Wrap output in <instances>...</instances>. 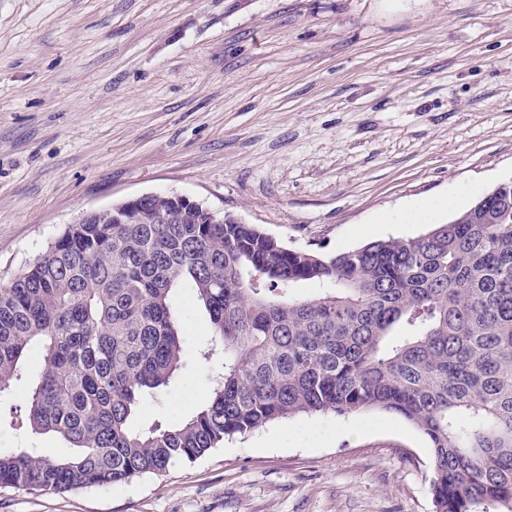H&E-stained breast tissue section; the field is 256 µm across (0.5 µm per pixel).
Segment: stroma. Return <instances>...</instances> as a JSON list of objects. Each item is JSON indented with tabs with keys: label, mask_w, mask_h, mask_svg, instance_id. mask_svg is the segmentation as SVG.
I'll use <instances>...</instances> for the list:
<instances>
[{
	"label": "stroma",
	"mask_w": 512,
	"mask_h": 512,
	"mask_svg": "<svg viewBox=\"0 0 512 512\" xmlns=\"http://www.w3.org/2000/svg\"><path fill=\"white\" fill-rule=\"evenodd\" d=\"M508 181L512 0H0V284L143 194L332 254ZM213 372L192 361L142 422L202 406ZM434 476L397 415L300 414L160 476L2 489L0 512H435Z\"/></svg>",
	"instance_id": "stroma-1"
}]
</instances>
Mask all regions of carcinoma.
Wrapping results in <instances>:
<instances>
[{"instance_id":"cac0c4a2","label":"carcinoma","mask_w":512,"mask_h":512,"mask_svg":"<svg viewBox=\"0 0 512 512\" xmlns=\"http://www.w3.org/2000/svg\"><path fill=\"white\" fill-rule=\"evenodd\" d=\"M164 198L67 225L0 285V393L28 384L8 426L72 448L0 452L1 489L161 475L277 419L378 408L427 439L436 512H512V181L421 236L335 254L200 211L165 220ZM305 282L325 291L293 295ZM181 288L218 368L203 407L139 427L186 366Z\"/></svg>"}]
</instances>
